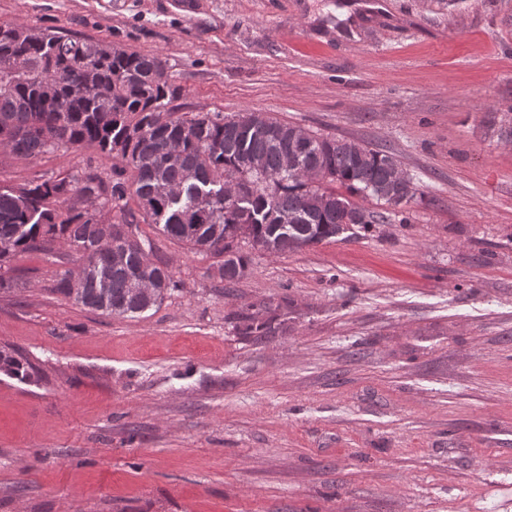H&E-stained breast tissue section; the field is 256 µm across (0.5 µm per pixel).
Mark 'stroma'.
Here are the masks:
<instances>
[{
  "label": "stroma",
  "mask_w": 512,
  "mask_h": 512,
  "mask_svg": "<svg viewBox=\"0 0 512 512\" xmlns=\"http://www.w3.org/2000/svg\"><path fill=\"white\" fill-rule=\"evenodd\" d=\"M0 0L166 60L179 112H263L391 151L398 219L241 279L140 224L177 286L135 318L53 290L64 250L0 289V512H499L512 487V0ZM111 175V155L0 154V185ZM269 322L243 336L241 316ZM32 364L16 351L0 350V371L20 379L30 378Z\"/></svg>",
  "instance_id": "stroma-1"
}]
</instances>
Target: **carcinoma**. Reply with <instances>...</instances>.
Returning <instances> with one entry per match:
<instances>
[{
	"label": "carcinoma",
	"instance_id": "1",
	"mask_svg": "<svg viewBox=\"0 0 512 512\" xmlns=\"http://www.w3.org/2000/svg\"><path fill=\"white\" fill-rule=\"evenodd\" d=\"M180 93L158 55L1 23L0 150L31 158L94 149L121 166L110 179L89 165L29 181L19 195L0 188V269L21 253L48 255L59 245L79 265L58 274L55 292L93 312L133 317L161 302L174 281L164 266L143 263L145 241L122 237L126 227L159 225L164 236L222 258L216 274L233 282L249 268L242 240L273 253L301 250L338 238L347 221L383 224L418 193L413 180L395 178L401 166L391 152L262 112L176 116L169 104ZM229 183L248 191L239 209L225 203ZM356 197L385 210H369ZM107 227L117 245L101 247ZM114 247L122 251L119 261ZM136 268L151 281V293L133 291ZM103 276L111 283L105 298ZM31 369L21 354L0 350V371L27 379Z\"/></svg>",
	"mask_w": 512,
	"mask_h": 512
}]
</instances>
